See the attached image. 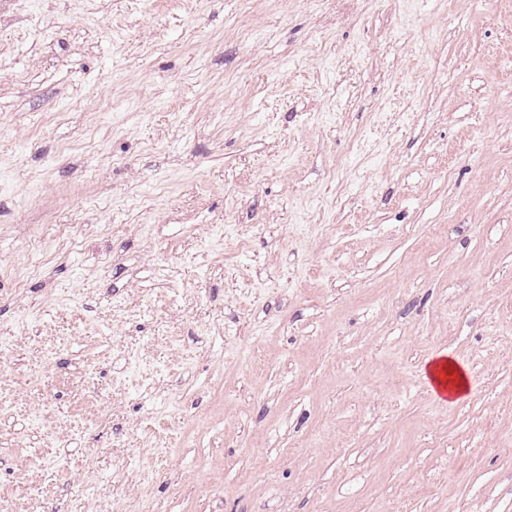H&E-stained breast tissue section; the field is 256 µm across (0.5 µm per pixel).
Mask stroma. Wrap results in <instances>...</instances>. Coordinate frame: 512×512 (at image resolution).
<instances>
[{"instance_id":"stroma-1","label":"stroma","mask_w":512,"mask_h":512,"mask_svg":"<svg viewBox=\"0 0 512 512\" xmlns=\"http://www.w3.org/2000/svg\"><path fill=\"white\" fill-rule=\"evenodd\" d=\"M0 495L512 512V0H0ZM427 374L438 385L443 396H438L448 403L464 399L471 390L466 366L447 352L437 354L427 365Z\"/></svg>"}]
</instances>
